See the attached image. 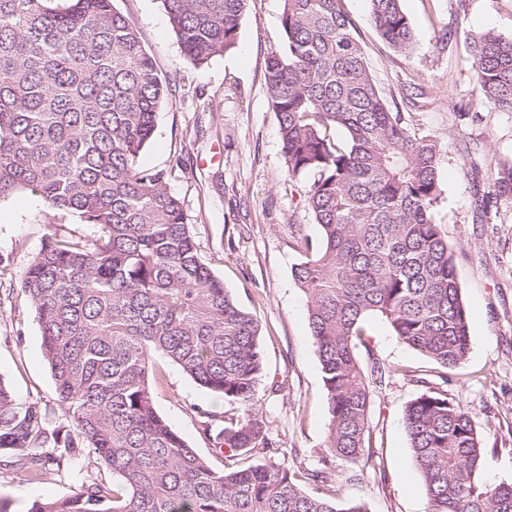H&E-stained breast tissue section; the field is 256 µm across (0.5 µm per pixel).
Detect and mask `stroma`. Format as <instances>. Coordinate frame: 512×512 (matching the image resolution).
I'll return each mask as SVG.
<instances>
[{
  "label": "stroma",
  "mask_w": 512,
  "mask_h": 512,
  "mask_svg": "<svg viewBox=\"0 0 512 512\" xmlns=\"http://www.w3.org/2000/svg\"><path fill=\"white\" fill-rule=\"evenodd\" d=\"M114 6L172 80L141 163L168 171L202 260L259 324L266 369L256 408L277 434L284 464L299 475L321 468L328 399L307 298L293 276L319 229L305 202L308 179L288 175L265 80L266 60L281 45L283 0H250L236 47L202 66L183 53L160 0H114ZM343 7L383 100L440 144L442 199L434 220L455 251L471 345L465 364L446 372L400 343L382 320H371L359 359L397 374L373 393L365 480L340 477L328 488L367 512H427L404 425L407 403L424 386L447 391L471 413L487 450L482 479L512 482V193H499L493 181L497 169L512 166V112L483 101L469 54L471 37L481 32L512 38V0H402L415 34L407 56L384 44L368 0H343ZM53 233L87 239L96 228L76 213L48 208L26 189L0 198V382L19 403L52 413L54 381L19 283ZM156 371L155 408L200 456L215 461L202 423L221 428L241 408L164 356H157ZM110 476L90 457L73 475L41 483L0 469V498L8 512H27L33 499L63 497L81 481Z\"/></svg>",
  "instance_id": "1"
}]
</instances>
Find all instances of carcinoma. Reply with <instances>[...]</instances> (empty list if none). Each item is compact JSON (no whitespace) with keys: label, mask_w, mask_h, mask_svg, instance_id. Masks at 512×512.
Here are the masks:
<instances>
[{"label":"carcinoma","mask_w":512,"mask_h":512,"mask_svg":"<svg viewBox=\"0 0 512 512\" xmlns=\"http://www.w3.org/2000/svg\"><path fill=\"white\" fill-rule=\"evenodd\" d=\"M0 0V197L21 189L98 227L48 238L20 288L35 309L62 417L16 402L0 382V458L29 481L64 476L85 453L112 482L82 481L28 512H364L303 489L259 453L278 441L253 410L265 357L258 324L200 258L168 174L141 165L171 91L113 0ZM184 54L204 65L237 44L249 0H161ZM343 0H283L280 49L266 84L291 177L310 179L320 239L297 265L327 393L324 447L366 452L375 387L362 366L367 321L439 367L467 360L470 324L455 256L433 213L440 146L381 98ZM382 40L414 49L401 0H369ZM483 99L512 112V40L471 42ZM244 413L224 422L213 466L157 412L154 357ZM427 512H512V484L480 476L486 454L471 413L427 386L404 411Z\"/></svg>","instance_id":"1"}]
</instances>
